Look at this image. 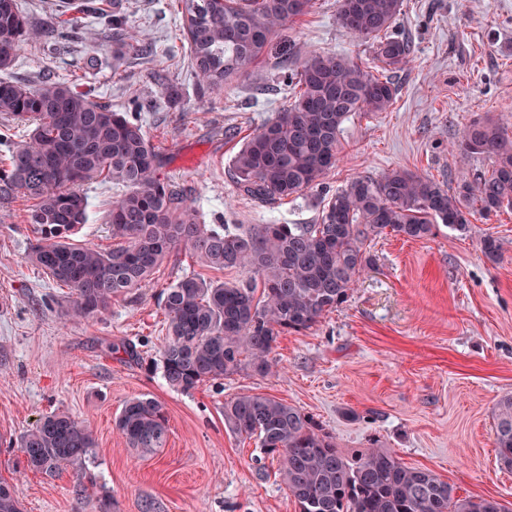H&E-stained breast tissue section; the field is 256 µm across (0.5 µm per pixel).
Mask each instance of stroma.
<instances>
[{
	"instance_id": "obj_1",
	"label": "stroma",
	"mask_w": 512,
	"mask_h": 512,
	"mask_svg": "<svg viewBox=\"0 0 512 512\" xmlns=\"http://www.w3.org/2000/svg\"><path fill=\"white\" fill-rule=\"evenodd\" d=\"M94 6L125 13L146 52L115 59L102 23L82 15L56 50L25 41L9 78L62 80L115 110L144 103L143 124L165 174L206 224H313L327 191L392 168L454 185L489 166L455 149L464 126L480 116L512 123V0H403L397 29L415 50L394 77L395 104L345 121L325 190L259 204L238 193L231 160L292 100L280 80L281 47L373 64L368 44L338 28L336 0H316L217 95L197 86L171 0ZM85 193L88 221L74 241L109 249L108 214L121 191L95 182ZM31 208L20 195L0 204V479L16 486L23 512H142L148 503L157 512H298L278 462L224 423L225 401L243 392L313 417L345 454L391 448L458 496L512 503V469L494 448L496 404L512 394V212L472 217L464 235L441 225L422 240L377 239L374 268L311 329L281 337L271 373L245 365L183 393L158 365L161 290L187 276L232 282L247 272L207 268L176 250L107 313L69 320L67 288L27 261ZM487 234L501 243L500 261L481 251ZM123 343L136 346L140 360L118 352ZM143 394L163 404L169 426L166 447L146 457L114 424L124 402ZM58 408L89 425L94 459L79 474L24 470L20 436Z\"/></svg>"
}]
</instances>
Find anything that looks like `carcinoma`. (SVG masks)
<instances>
[{"instance_id":"obj_1","label":"carcinoma","mask_w":512,"mask_h":512,"mask_svg":"<svg viewBox=\"0 0 512 512\" xmlns=\"http://www.w3.org/2000/svg\"><path fill=\"white\" fill-rule=\"evenodd\" d=\"M195 75L202 89L219 92L226 82L265 53L284 26L306 15L315 0H178ZM403 0H336L341 29L370 44L381 64L375 75L348 56L307 52L282 69L286 86L300 92L267 121L232 159L238 190L257 203L282 200L322 185L336 166L343 124L354 112H386L398 88L388 72L411 60V40L395 30ZM60 24L32 29L18 0H0V71L10 69L26 39H65ZM112 53L122 58L138 44L127 21L112 15ZM102 105L85 93L48 78L28 87L0 79V112L14 126L0 128L9 156L0 164V203L17 195L33 201L29 222L37 234L28 262L71 289L65 316L105 313L112 300L148 281L164 257L184 249L213 269H244L237 284L185 277L161 292L165 336L164 379L190 392L249 365L267 374L279 338L310 329L348 298L374 260L367 247L382 236L421 240L440 224L462 234L470 217L512 210V130L479 118L465 126L456 148L465 157L491 162L452 188L402 169L359 176L336 189L316 224H201L161 170L138 112ZM29 126L13 140V127ZM98 179L120 185L108 222L116 243L98 250L71 242L87 221L83 187ZM481 250L501 257L498 238L487 234ZM263 285L256 296L255 279ZM224 422L276 458L299 512H512L502 502L460 498L433 471L404 465L390 448L371 447L348 456L310 416L272 396L241 393L224 402ZM127 446L140 455L166 447L163 405L142 395L127 400L115 419ZM89 427L59 410L24 433L19 448L25 469L54 475L80 472L95 454ZM495 448L512 468V395L496 406ZM0 512H22L15 486L0 481Z\"/></svg>"}]
</instances>
